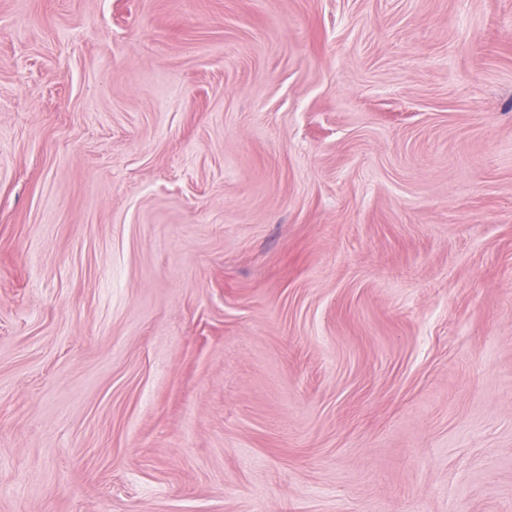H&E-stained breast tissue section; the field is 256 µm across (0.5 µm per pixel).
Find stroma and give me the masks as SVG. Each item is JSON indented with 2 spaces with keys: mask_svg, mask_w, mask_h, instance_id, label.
Instances as JSON below:
<instances>
[{
  "mask_svg": "<svg viewBox=\"0 0 512 512\" xmlns=\"http://www.w3.org/2000/svg\"><path fill=\"white\" fill-rule=\"evenodd\" d=\"M0 512H512V0H0Z\"/></svg>",
  "mask_w": 512,
  "mask_h": 512,
  "instance_id": "stroma-1",
  "label": "stroma"
}]
</instances>
